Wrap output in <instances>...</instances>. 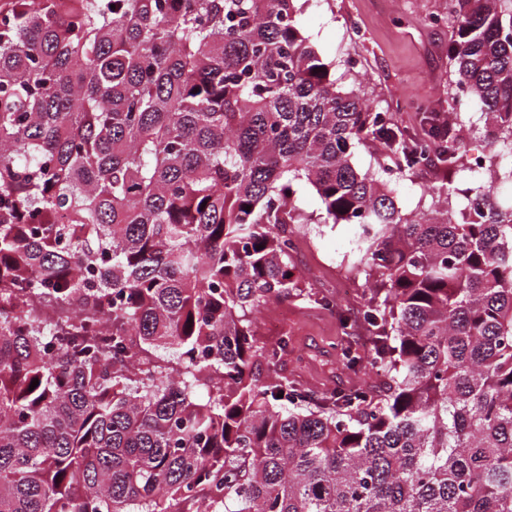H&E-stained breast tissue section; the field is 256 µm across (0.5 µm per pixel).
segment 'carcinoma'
<instances>
[{
    "label": "carcinoma",
    "instance_id": "obj_1",
    "mask_svg": "<svg viewBox=\"0 0 512 512\" xmlns=\"http://www.w3.org/2000/svg\"><path fill=\"white\" fill-rule=\"evenodd\" d=\"M448 2L483 165L339 85L301 0L0 8V512H512V0ZM395 159L462 200L401 213ZM298 224L353 227L380 378L314 409L255 332Z\"/></svg>",
    "mask_w": 512,
    "mask_h": 512
}]
</instances>
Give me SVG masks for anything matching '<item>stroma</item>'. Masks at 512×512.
<instances>
[{"instance_id": "35a3bbf8", "label": "stroma", "mask_w": 512, "mask_h": 512, "mask_svg": "<svg viewBox=\"0 0 512 512\" xmlns=\"http://www.w3.org/2000/svg\"><path fill=\"white\" fill-rule=\"evenodd\" d=\"M447 12L448 0H307L300 22L320 55L332 62L339 82L358 83L372 111L392 113L400 128L420 137L427 131L425 114L448 109L454 80L448 60L452 24L445 19L437 26L427 22L429 16L444 18ZM464 186L459 175L420 168L400 176L396 204L402 212L420 213L431 205L432 189L455 199ZM350 241L346 225H310L294 257L307 298L271 304L257 320L259 342H269L273 329L290 339L279 373L318 398L366 379L346 370L336 351L347 341L362 350L370 346L359 320L368 296L364 279L354 277L349 290L338 279L354 259ZM324 295L336 299L340 313L355 319L353 334H345L339 314L317 305Z\"/></svg>"}]
</instances>
